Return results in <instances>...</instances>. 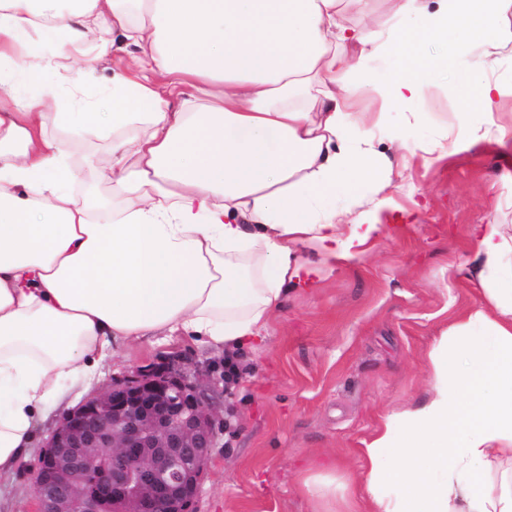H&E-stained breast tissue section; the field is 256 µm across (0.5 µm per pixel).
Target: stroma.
I'll list each match as a JSON object with an SVG mask.
<instances>
[{"label":"stroma","instance_id":"obj_1","mask_svg":"<svg viewBox=\"0 0 512 512\" xmlns=\"http://www.w3.org/2000/svg\"><path fill=\"white\" fill-rule=\"evenodd\" d=\"M455 76L447 69L394 110L392 126L442 140L457 124ZM416 112L425 113L422 124ZM374 148L395 171L391 185L367 187L362 205L382 232L327 266L314 286L289 287L263 343L232 353L184 336L116 343L91 384L71 386L78 404L173 359L218 378L216 446L196 512H342L365 474L357 448L387 415L425 401L430 351L457 312L483 299L470 230L493 220L512 234V141L463 145L435 161L391 149L383 130ZM228 358L238 365L230 379ZM62 416L51 412L17 469L0 477V512H31L38 455ZM307 477L321 498L306 491Z\"/></svg>","mask_w":512,"mask_h":512}]
</instances>
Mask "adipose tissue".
<instances>
[{"instance_id": "obj_1", "label": "adipose tissue", "mask_w": 512, "mask_h": 512, "mask_svg": "<svg viewBox=\"0 0 512 512\" xmlns=\"http://www.w3.org/2000/svg\"><path fill=\"white\" fill-rule=\"evenodd\" d=\"M365 2L0 0V475L112 343L253 344L306 270L296 245L328 264L380 233L332 204L391 182L356 90L385 124L467 59L454 138L505 144L487 115L512 85L476 72L512 45V0H393L378 31L348 21ZM116 41L131 57L90 100ZM396 53L402 74L373 68ZM94 139L107 198L70 188ZM473 244L486 300L431 350L427 400L362 448L369 512H512V235L482 224ZM101 142L97 140L87 141L74 149L72 160V167L74 171L73 189L75 192H80L83 188L86 167L83 162V157L91 152L100 149Z\"/></svg>"}]
</instances>
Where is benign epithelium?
I'll use <instances>...</instances> for the list:
<instances>
[{
	"mask_svg": "<svg viewBox=\"0 0 512 512\" xmlns=\"http://www.w3.org/2000/svg\"><path fill=\"white\" fill-rule=\"evenodd\" d=\"M214 392V382L180 363L83 400L40 451L35 512H192L217 435Z\"/></svg>",
	"mask_w": 512,
	"mask_h": 512,
	"instance_id": "obj_1",
	"label": "benign epithelium"
}]
</instances>
